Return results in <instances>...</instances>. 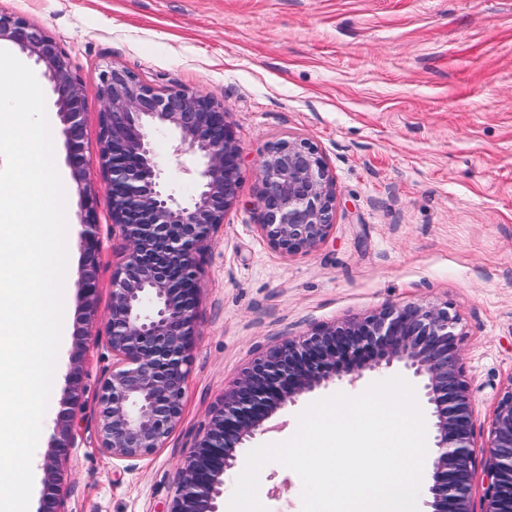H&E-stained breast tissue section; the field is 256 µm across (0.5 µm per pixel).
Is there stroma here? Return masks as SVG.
<instances>
[{"label":"stroma","instance_id":"1","mask_svg":"<svg viewBox=\"0 0 512 512\" xmlns=\"http://www.w3.org/2000/svg\"><path fill=\"white\" fill-rule=\"evenodd\" d=\"M45 29L82 85L87 180L104 241L97 316L85 327L83 194L65 190L76 247L68 280L72 342L85 344L76 447L59 466L65 512H162L212 410L271 347L390 305L449 304L483 445L512 381V0H0ZM116 64L158 89L223 103L243 155L238 202L200 257L202 290L181 421L164 448L128 468L95 446L112 276L126 243L110 227L99 164V74ZM301 138L323 156L333 229L287 254L258 232L257 164ZM155 149L170 192H194L192 156ZM402 365L336 380L269 419L250 442L289 439L307 405L404 375ZM302 482L276 462L259 473L268 512H302Z\"/></svg>","mask_w":512,"mask_h":512}]
</instances>
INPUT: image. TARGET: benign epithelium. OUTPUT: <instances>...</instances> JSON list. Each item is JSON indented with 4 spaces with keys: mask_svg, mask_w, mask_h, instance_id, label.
<instances>
[{
    "mask_svg": "<svg viewBox=\"0 0 512 512\" xmlns=\"http://www.w3.org/2000/svg\"><path fill=\"white\" fill-rule=\"evenodd\" d=\"M12 42L47 77L64 124L74 178L85 177L81 83L67 57L44 29L0 10V41ZM104 103L100 160L112 203V226L127 244L112 277L106 327L112 372L98 397L97 447L133 463L164 447L180 422L195 317L201 292L197 256L208 246L224 213L237 202L242 149L224 105L182 88L158 90L135 73L108 65L99 74ZM174 135L173 152L197 161V192L188 202L167 192L152 134ZM258 228L287 253L307 251L330 234L336 190L316 146L302 139L269 143L262 155ZM81 272L85 320L95 316L102 241L83 188ZM458 317L446 306H387L364 318L326 323L269 350L224 392L194 450L181 464L178 493L167 512H219L226 475L237 449L263 431L272 415L306 394L345 376L401 363L422 379L435 418L433 500L429 512H472L475 469L469 385L458 353ZM86 375L80 358L70 371L72 404ZM54 447L74 448L71 411L56 424ZM484 512H512V385L499 395L483 459ZM42 512H64L54 488L55 460L45 463Z\"/></svg>",
    "mask_w": 512,
    "mask_h": 512,
    "instance_id": "obj_1",
    "label": "benign epithelium"
}]
</instances>
